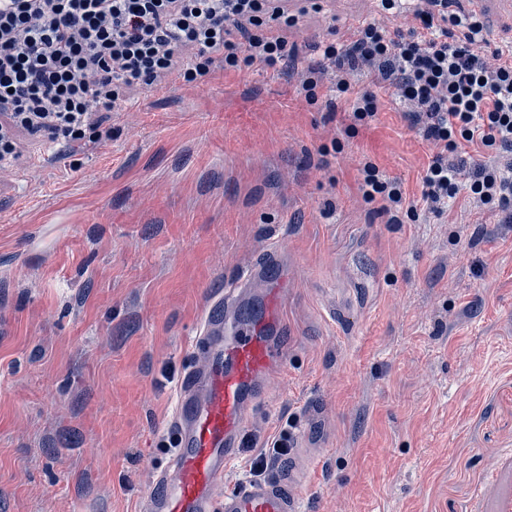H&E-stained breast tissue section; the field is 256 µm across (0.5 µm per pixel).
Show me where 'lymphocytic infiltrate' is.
Listing matches in <instances>:
<instances>
[{"instance_id":"1","label":"lymphocytic infiltrate","mask_w":512,"mask_h":512,"mask_svg":"<svg viewBox=\"0 0 512 512\" xmlns=\"http://www.w3.org/2000/svg\"><path fill=\"white\" fill-rule=\"evenodd\" d=\"M379 2L411 13L412 25L347 29L301 71L288 0H0V168L20 160L21 134L46 138L61 160L71 144L111 138L113 113L141 87L195 89L258 66L282 78L301 72L299 89L313 103L330 88L347 99L355 126L375 121L381 93L409 104L405 120L435 149L419 203L373 162L359 183L390 223L421 206L445 213L460 196L512 211V44L476 53L486 28L458 0ZM357 73L371 89L352 92Z\"/></svg>"}]
</instances>
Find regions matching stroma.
<instances>
[{
    "label": "stroma",
    "instance_id": "35a3bbf8",
    "mask_svg": "<svg viewBox=\"0 0 512 512\" xmlns=\"http://www.w3.org/2000/svg\"><path fill=\"white\" fill-rule=\"evenodd\" d=\"M301 64L375 0H319ZM249 69L194 93L146 86L111 139L56 169L24 140L0 170V512H139L207 296L277 255L288 356L225 486L317 422L306 512H470L512 453V224L389 223L357 190L375 160L419 198L431 154L399 113L344 134ZM269 445V446H268ZM262 452L249 462V472L253 477H260L264 474L268 466V460L271 458H279L289 453L288 440L285 435L281 434L278 438H273Z\"/></svg>",
    "mask_w": 512,
    "mask_h": 512
}]
</instances>
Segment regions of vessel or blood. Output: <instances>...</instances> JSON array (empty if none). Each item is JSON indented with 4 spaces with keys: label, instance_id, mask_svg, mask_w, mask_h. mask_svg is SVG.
<instances>
[{
    "label": "vessel or blood",
    "instance_id": "obj_1",
    "mask_svg": "<svg viewBox=\"0 0 512 512\" xmlns=\"http://www.w3.org/2000/svg\"><path fill=\"white\" fill-rule=\"evenodd\" d=\"M270 280L262 297L249 283ZM286 290L274 261L244 269L210 297L192 346L201 364L184 375L167 424L173 451L142 500L141 512H303L300 489L313 463L306 439L294 442L284 475L224 486V469L238 458L252 409L271 391L285 361L280 303Z\"/></svg>",
    "mask_w": 512,
    "mask_h": 512
}]
</instances>
